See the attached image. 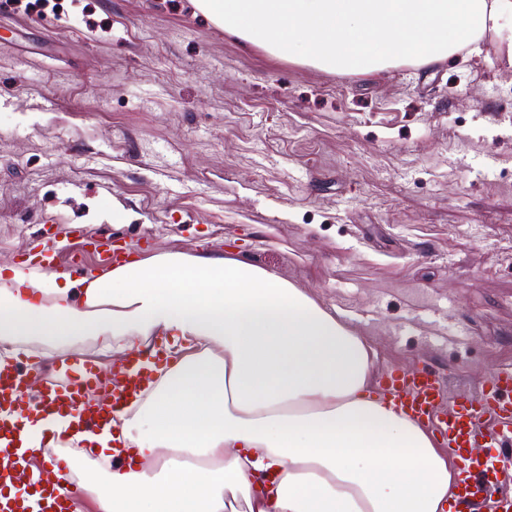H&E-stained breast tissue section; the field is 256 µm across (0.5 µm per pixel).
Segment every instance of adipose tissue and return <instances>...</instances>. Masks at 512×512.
Here are the masks:
<instances>
[{
  "instance_id": "adipose-tissue-1",
  "label": "adipose tissue",
  "mask_w": 512,
  "mask_h": 512,
  "mask_svg": "<svg viewBox=\"0 0 512 512\" xmlns=\"http://www.w3.org/2000/svg\"><path fill=\"white\" fill-rule=\"evenodd\" d=\"M191 2L320 70L434 69L487 39L512 67V0ZM147 342L168 355L149 390L84 436L120 464L91 477L94 512H450L457 457L376 395L370 342L243 250L131 255L79 279L0 266V361Z\"/></svg>"
}]
</instances>
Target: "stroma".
Wrapping results in <instances>:
<instances>
[{"mask_svg": "<svg viewBox=\"0 0 512 512\" xmlns=\"http://www.w3.org/2000/svg\"><path fill=\"white\" fill-rule=\"evenodd\" d=\"M79 21L85 37L46 30ZM0 264L113 232L243 247L348 319L381 377L512 365V68L328 73L189 0H0ZM470 338H455L458 325Z\"/></svg>", "mask_w": 512, "mask_h": 512, "instance_id": "stroma-1", "label": "stroma"}]
</instances>
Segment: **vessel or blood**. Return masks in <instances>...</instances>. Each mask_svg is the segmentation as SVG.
<instances>
[{
	"mask_svg": "<svg viewBox=\"0 0 512 512\" xmlns=\"http://www.w3.org/2000/svg\"><path fill=\"white\" fill-rule=\"evenodd\" d=\"M57 246L44 244L38 266L79 278L78 262H59ZM38 381L41 393L30 401L28 384ZM144 376L136 365L120 363L101 370L91 360L72 357L49 365L13 361L0 366V512H73L79 497L71 476V458L59 453L50 471L31 470L20 463L21 420L38 406L59 410L74 419L62 432L43 431L42 445L67 442L84 432L103 430L114 414L142 392ZM102 392L91 402L90 391ZM383 397L406 416L428 428L459 458L460 491L455 512H512V494L500 491L493 464L481 456L485 447L512 448V367L492 373L480 390L452 391L444 371L427 367L387 378Z\"/></svg>",
	"mask_w": 512,
	"mask_h": 512,
	"instance_id": "obj_1",
	"label": "vessel or blood"
}]
</instances>
